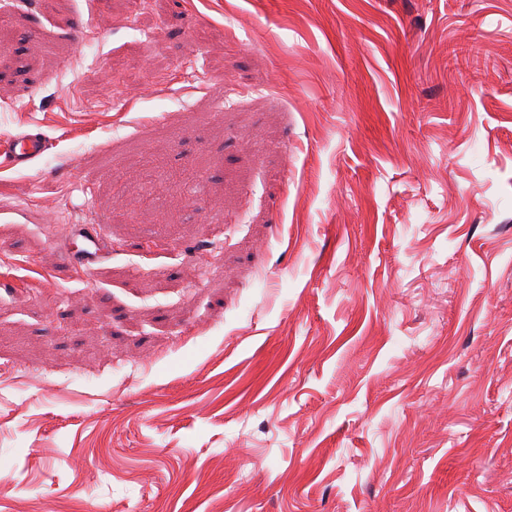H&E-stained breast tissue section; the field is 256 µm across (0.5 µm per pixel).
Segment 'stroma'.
<instances>
[{"instance_id":"obj_1","label":"stroma","mask_w":512,"mask_h":512,"mask_svg":"<svg viewBox=\"0 0 512 512\" xmlns=\"http://www.w3.org/2000/svg\"><path fill=\"white\" fill-rule=\"evenodd\" d=\"M33 122L0 512H512V0H0ZM86 230L87 229L85 225H75L74 232L76 235H79L85 239H91V241L94 244V249L82 251V254L78 257H76L74 254L67 250H63L61 252L62 257L67 264L88 267L89 264L95 262L96 259L98 258L100 252V245L98 244V242H96L93 238L89 237L85 233Z\"/></svg>"}]
</instances>
